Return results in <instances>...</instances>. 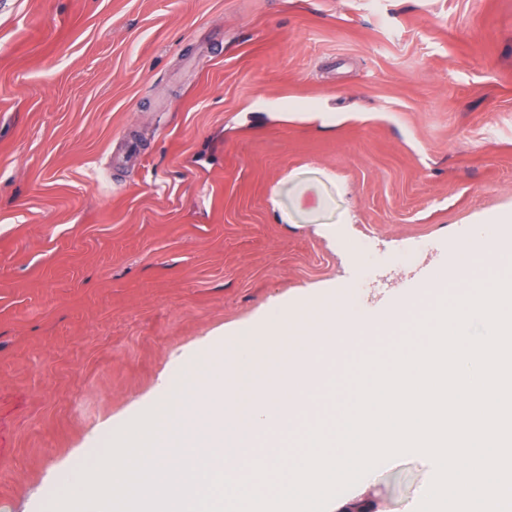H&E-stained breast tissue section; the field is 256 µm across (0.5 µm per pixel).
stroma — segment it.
<instances>
[{
  "mask_svg": "<svg viewBox=\"0 0 512 512\" xmlns=\"http://www.w3.org/2000/svg\"><path fill=\"white\" fill-rule=\"evenodd\" d=\"M487 225L512 246V0H0V512L182 358L334 290L381 314Z\"/></svg>",
  "mask_w": 512,
  "mask_h": 512,
  "instance_id": "stroma-1",
  "label": "stroma"
}]
</instances>
